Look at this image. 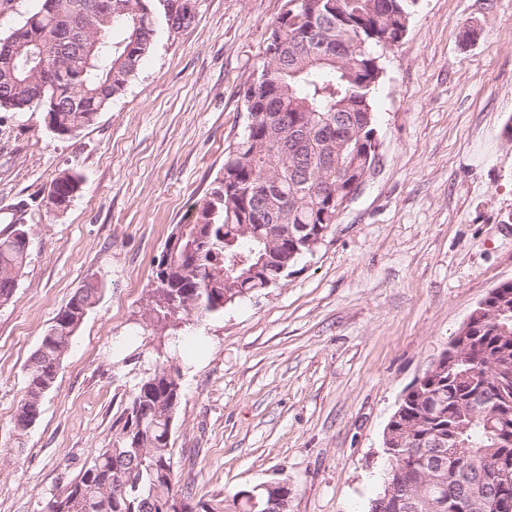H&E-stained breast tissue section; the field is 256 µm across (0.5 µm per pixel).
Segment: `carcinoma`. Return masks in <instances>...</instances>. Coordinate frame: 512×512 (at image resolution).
Returning a JSON list of instances; mask_svg holds the SVG:
<instances>
[{"label": "carcinoma", "mask_w": 512, "mask_h": 512, "mask_svg": "<svg viewBox=\"0 0 512 512\" xmlns=\"http://www.w3.org/2000/svg\"><path fill=\"white\" fill-rule=\"evenodd\" d=\"M417 0H286L267 39L274 57L246 82L247 114L261 120L229 149L208 196L190 217L188 237L197 242L190 262L162 270L149 290L151 323L178 327L184 316L206 318L255 292L275 286L302 258L295 241L313 234L325 239L340 216L345 197L355 195L367 161L379 149L375 93L384 78L383 58L408 28ZM94 0H42L46 24H78ZM159 16L151 0H112V14L88 22L104 53L98 58L77 46L46 41L27 48L12 68L0 66V112L16 99L45 114L46 125L63 116L80 132L92 125L134 77L150 53ZM120 32L114 39V32ZM65 65L66 81L36 70L38 56ZM60 93H55V90ZM59 95L62 113L50 111ZM337 144L325 147L330 128ZM82 186L81 176L61 171L47 195L68 208ZM0 232V306L14 295L29 248L26 204L11 207ZM309 227L299 233L298 226ZM102 288L89 281L62 307L30 355L26 384L12 420L22 439L40 417L45 394L86 313ZM488 307L471 312L474 340L454 368L428 378L402 402L389 426L403 464L388 465L374 512H463L459 505L484 496L480 512H500L512 502V441L502 426L512 423V403L493 400L498 382L512 380V281L491 289ZM185 302L171 310L169 297ZM182 398L180 369L167 363L143 381L131 398L123 425L80 474L53 494L44 512H159L155 503L174 493L172 425ZM271 494L259 491V507L249 501L213 496L198 499L196 512H288Z\"/></svg>", "instance_id": "1"}]
</instances>
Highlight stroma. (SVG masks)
Returning a JSON list of instances; mask_svg holds the SVG:
<instances>
[{
    "mask_svg": "<svg viewBox=\"0 0 512 512\" xmlns=\"http://www.w3.org/2000/svg\"><path fill=\"white\" fill-rule=\"evenodd\" d=\"M159 24L125 91L76 136L0 112V213L25 202L29 255L0 307V512H39L112 444L144 379L176 357L175 488L232 497L286 482L288 512H369L382 433L470 312L512 281V0H418L384 60L375 170L286 280L177 327L148 322L155 262L245 133L243 87L285 0H192ZM477 30L463 40L466 28ZM82 188L43 202L62 170ZM103 290L16 444L26 363L86 282Z\"/></svg>",
    "mask_w": 512,
    "mask_h": 512,
    "instance_id": "obj_1",
    "label": "stroma"
}]
</instances>
